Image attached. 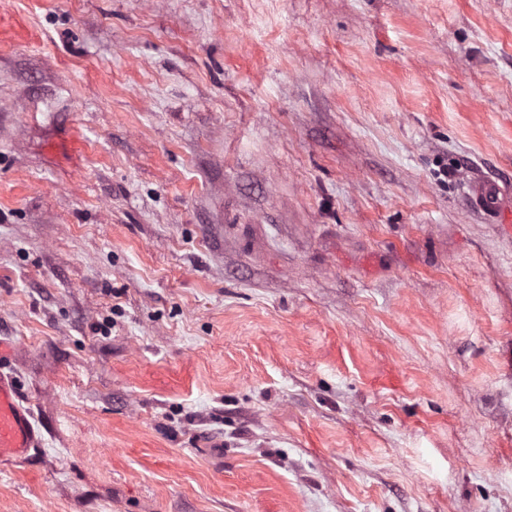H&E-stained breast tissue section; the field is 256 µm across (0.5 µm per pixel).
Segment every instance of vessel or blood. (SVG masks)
<instances>
[{
    "label": "vessel or blood",
    "mask_w": 512,
    "mask_h": 512,
    "mask_svg": "<svg viewBox=\"0 0 512 512\" xmlns=\"http://www.w3.org/2000/svg\"><path fill=\"white\" fill-rule=\"evenodd\" d=\"M468 205L490 224L499 223L506 207L512 206V194L498 183L480 175L467 181ZM41 438L30 421V413L22 407L17 388L10 375L0 373V460L24 459L31 449L39 447Z\"/></svg>",
    "instance_id": "obj_1"
}]
</instances>
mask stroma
<instances>
[{"mask_svg":"<svg viewBox=\"0 0 512 512\" xmlns=\"http://www.w3.org/2000/svg\"><path fill=\"white\" fill-rule=\"evenodd\" d=\"M512 0H0V512H512ZM467 187L469 207L481 214L488 224H499L506 209L511 216L510 194L498 183L473 174L467 181ZM30 413L20 404L17 388L10 375L0 373V460L24 459L41 443L30 421Z\"/></svg>","mask_w":512,"mask_h":512,"instance_id":"35a3bbf8","label":"stroma"}]
</instances>
